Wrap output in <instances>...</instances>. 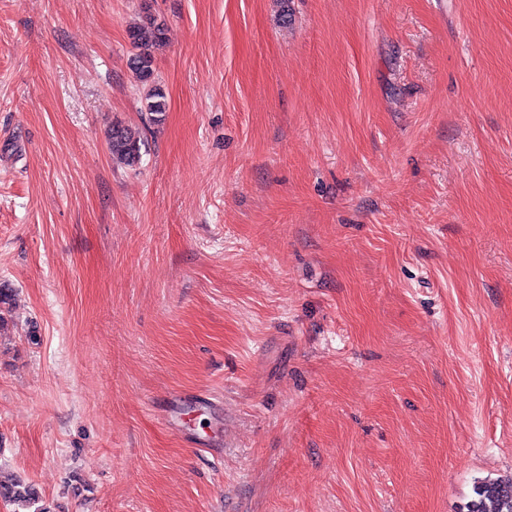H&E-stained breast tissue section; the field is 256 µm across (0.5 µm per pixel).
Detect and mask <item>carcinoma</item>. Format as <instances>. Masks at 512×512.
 Here are the masks:
<instances>
[{
  "label": "carcinoma",
  "instance_id": "cac0c4a2",
  "mask_svg": "<svg viewBox=\"0 0 512 512\" xmlns=\"http://www.w3.org/2000/svg\"><path fill=\"white\" fill-rule=\"evenodd\" d=\"M132 53L128 67L142 85L148 87L145 97V121L153 126L164 123L167 96L154 76L155 52L168 42V27L148 10H143L140 24L128 29ZM106 143L112 159L128 167H136L146 148L140 134L115 121L107 129ZM40 496L35 486L22 479H0V502L12 512H48L39 506ZM466 512H512V475L475 482L473 496L466 503Z\"/></svg>",
  "mask_w": 512,
  "mask_h": 512
}]
</instances>
